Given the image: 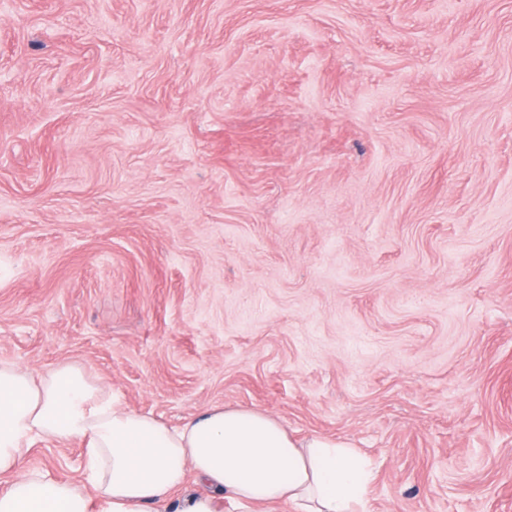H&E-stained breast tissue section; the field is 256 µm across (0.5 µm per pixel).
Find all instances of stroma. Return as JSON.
<instances>
[{
  "label": "stroma",
  "instance_id": "stroma-1",
  "mask_svg": "<svg viewBox=\"0 0 512 512\" xmlns=\"http://www.w3.org/2000/svg\"><path fill=\"white\" fill-rule=\"evenodd\" d=\"M0 362L512 512V0H0Z\"/></svg>",
  "mask_w": 512,
  "mask_h": 512
}]
</instances>
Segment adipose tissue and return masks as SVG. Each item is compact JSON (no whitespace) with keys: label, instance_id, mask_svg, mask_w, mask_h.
I'll use <instances>...</instances> for the list:
<instances>
[{"label":"adipose tissue","instance_id":"ef3b65f1","mask_svg":"<svg viewBox=\"0 0 512 512\" xmlns=\"http://www.w3.org/2000/svg\"><path fill=\"white\" fill-rule=\"evenodd\" d=\"M71 440L84 445V483L19 471L35 443ZM191 473L205 493L173 500ZM370 480L347 444L296 437L257 409L215 407L173 426L128 410L78 366L0 363V512H261L282 501L363 512Z\"/></svg>","mask_w":512,"mask_h":512}]
</instances>
